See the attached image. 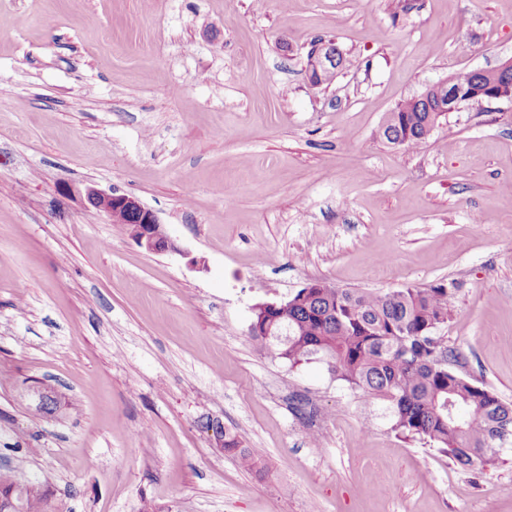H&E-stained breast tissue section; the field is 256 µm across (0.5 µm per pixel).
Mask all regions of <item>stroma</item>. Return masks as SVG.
I'll return each instance as SVG.
<instances>
[{
    "label": "stroma",
    "instance_id": "1",
    "mask_svg": "<svg viewBox=\"0 0 512 512\" xmlns=\"http://www.w3.org/2000/svg\"><path fill=\"white\" fill-rule=\"evenodd\" d=\"M321 37L350 65L315 88ZM510 58L512 0H0V472L50 512H512V446L461 469L248 333L313 280L453 281L457 370L512 403V101L415 151L377 134ZM88 186L136 195L179 253L87 209ZM216 434L220 438L224 437V450L234 452L244 467L253 468L255 466L259 454L252 451V448H242L241 441L237 435L225 430L223 432L221 428L217 429Z\"/></svg>",
    "mask_w": 512,
    "mask_h": 512
}]
</instances>
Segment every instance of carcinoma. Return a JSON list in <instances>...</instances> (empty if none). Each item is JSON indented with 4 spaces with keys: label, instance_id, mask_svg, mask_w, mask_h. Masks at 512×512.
I'll list each match as a JSON object with an SVG mask.
<instances>
[{
    "label": "carcinoma",
    "instance_id": "1",
    "mask_svg": "<svg viewBox=\"0 0 512 512\" xmlns=\"http://www.w3.org/2000/svg\"><path fill=\"white\" fill-rule=\"evenodd\" d=\"M493 75L460 71L435 105H454L453 94L487 86ZM442 112L410 98L386 113L384 142L416 150L426 144ZM455 283L392 291L305 285L277 308L252 311L249 335L257 346L292 367L321 362L351 391L390 409L391 428L419 438L469 469L495 463L498 447L512 440V403L480 388L453 368L459 353L437 331L455 308ZM224 450L252 468L258 453L237 435L215 427ZM25 512H48L44 494L30 493Z\"/></svg>",
    "mask_w": 512,
    "mask_h": 512
}]
</instances>
